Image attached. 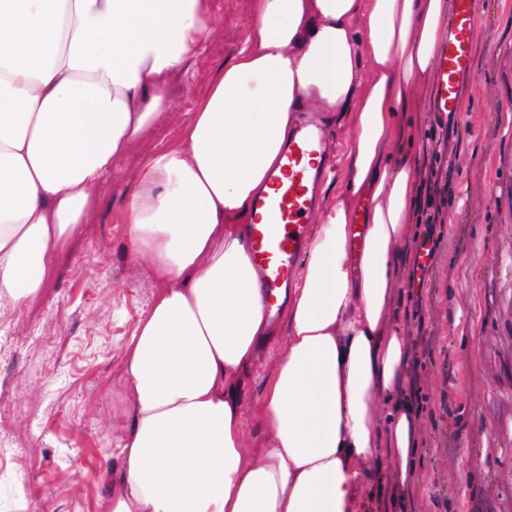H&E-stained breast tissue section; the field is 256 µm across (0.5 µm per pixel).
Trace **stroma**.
Returning <instances> with one entry per match:
<instances>
[{
    "label": "stroma",
    "mask_w": 512,
    "mask_h": 512,
    "mask_svg": "<svg viewBox=\"0 0 512 512\" xmlns=\"http://www.w3.org/2000/svg\"><path fill=\"white\" fill-rule=\"evenodd\" d=\"M251 0H211L205 52L168 78L169 108L115 160L85 223L55 247L33 301L0 302V512H110L131 425L126 349L158 282L133 255L127 213L140 169L178 142L238 51ZM461 111L419 108V171L445 187L442 221L413 225L398 260L391 326L408 336L403 387L422 438L394 512H512V0H475ZM272 368L241 377L248 442Z\"/></svg>",
    "instance_id": "35a3bbf8"
}]
</instances>
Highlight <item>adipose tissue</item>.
Returning <instances> with one entry per match:
<instances>
[{
  "mask_svg": "<svg viewBox=\"0 0 512 512\" xmlns=\"http://www.w3.org/2000/svg\"><path fill=\"white\" fill-rule=\"evenodd\" d=\"M450 12L252 0L235 57L129 202L131 249L162 286L127 346L110 512H365L359 490L382 460L411 485L421 428L390 307L414 222L415 112ZM210 21V0H0L1 299L37 296L55 243L166 108L168 75L201 55ZM312 109L353 133L324 169L336 197L288 293L251 453L236 383L275 334L247 256L255 205Z\"/></svg>",
  "mask_w": 512,
  "mask_h": 512,
  "instance_id": "1",
  "label": "adipose tissue"
}]
</instances>
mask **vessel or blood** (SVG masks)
<instances>
[{
	"label": "vessel or blood",
	"mask_w": 512,
	"mask_h": 512,
	"mask_svg": "<svg viewBox=\"0 0 512 512\" xmlns=\"http://www.w3.org/2000/svg\"><path fill=\"white\" fill-rule=\"evenodd\" d=\"M478 28L474 0H455L452 22L438 49L434 69L433 107L456 114L459 78L471 69ZM324 144L316 120H309L284 154L282 175L271 194L258 204V222L249 260L260 275L267 308H280L282 290L291 280L305 244L306 218L317 199Z\"/></svg>",
	"instance_id": "obj_1"
}]
</instances>
